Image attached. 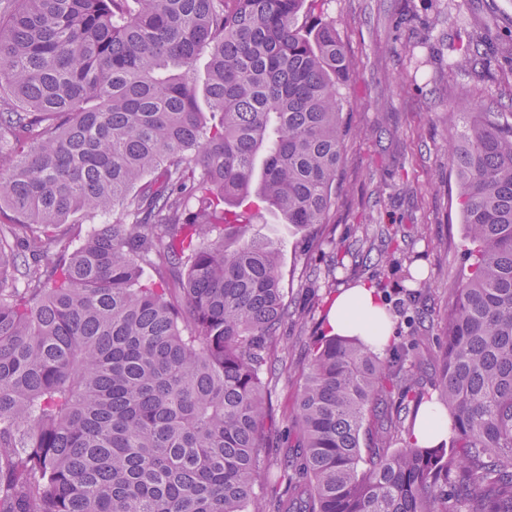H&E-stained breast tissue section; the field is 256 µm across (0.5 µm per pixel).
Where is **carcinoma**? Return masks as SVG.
<instances>
[{
  "label": "carcinoma",
  "instance_id": "cac0c4a2",
  "mask_svg": "<svg viewBox=\"0 0 512 512\" xmlns=\"http://www.w3.org/2000/svg\"><path fill=\"white\" fill-rule=\"evenodd\" d=\"M319 0H0V512H512V111L448 141L468 267L421 446V336L313 341L288 496L260 378L288 324L263 209L329 222L351 63ZM480 40L448 71L482 73ZM80 213L111 221L75 245ZM240 238L233 251L224 236ZM171 273L145 276L144 267ZM397 431L363 448L376 406ZM413 433L420 445L440 444L449 436L448 413L436 405L423 407L419 411Z\"/></svg>",
  "mask_w": 512,
  "mask_h": 512
}]
</instances>
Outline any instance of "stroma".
Listing matches in <instances>:
<instances>
[{
  "label": "stroma",
  "mask_w": 512,
  "mask_h": 512,
  "mask_svg": "<svg viewBox=\"0 0 512 512\" xmlns=\"http://www.w3.org/2000/svg\"><path fill=\"white\" fill-rule=\"evenodd\" d=\"M323 13L335 21L353 63L343 119L357 135L344 143L329 224L298 232L264 210L249 229L250 237L276 248L285 301L295 312L262 369L272 401L261 451L267 464L290 453L297 368L328 313L312 300L310 269L333 289L359 283L386 288L395 342L412 333L428 339L416 371L418 382L430 387L438 344L448 334L450 292L466 264L448 140L461 113L512 99V61L506 58H498L488 76L448 71L449 40L478 36L497 47L512 41V0H325ZM450 81L460 90L452 102L440 94ZM389 234L405 252L419 254L418 265L432 281L426 296L401 289L403 266L362 262V252L380 249ZM333 237L348 247L340 268L332 262ZM418 310L425 318L409 323Z\"/></svg>",
  "instance_id": "35a3bbf8"
}]
</instances>
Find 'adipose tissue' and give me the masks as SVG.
<instances>
[{
    "instance_id": "obj_1",
    "label": "adipose tissue",
    "mask_w": 512,
    "mask_h": 512,
    "mask_svg": "<svg viewBox=\"0 0 512 512\" xmlns=\"http://www.w3.org/2000/svg\"><path fill=\"white\" fill-rule=\"evenodd\" d=\"M329 328L339 336H359L376 349L391 338L390 323L375 289L357 285L340 290L329 314Z\"/></svg>"
}]
</instances>
